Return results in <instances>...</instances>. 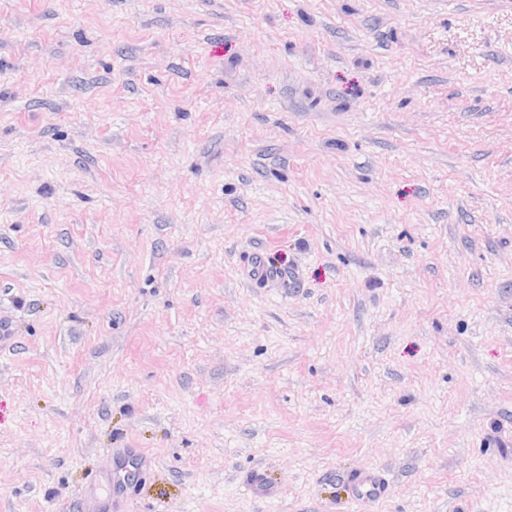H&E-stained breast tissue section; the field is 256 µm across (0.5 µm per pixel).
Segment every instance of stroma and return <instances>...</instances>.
Wrapping results in <instances>:
<instances>
[{
    "label": "stroma",
    "instance_id": "obj_1",
    "mask_svg": "<svg viewBox=\"0 0 512 512\" xmlns=\"http://www.w3.org/2000/svg\"><path fill=\"white\" fill-rule=\"evenodd\" d=\"M0 311V512H512V0H0ZM245 273L247 278L255 285L268 284L281 278L278 272L270 269L265 264L260 252H254L248 258ZM349 503L362 506L383 500L389 491V480L381 469L362 470L348 481Z\"/></svg>",
    "mask_w": 512,
    "mask_h": 512
}]
</instances>
